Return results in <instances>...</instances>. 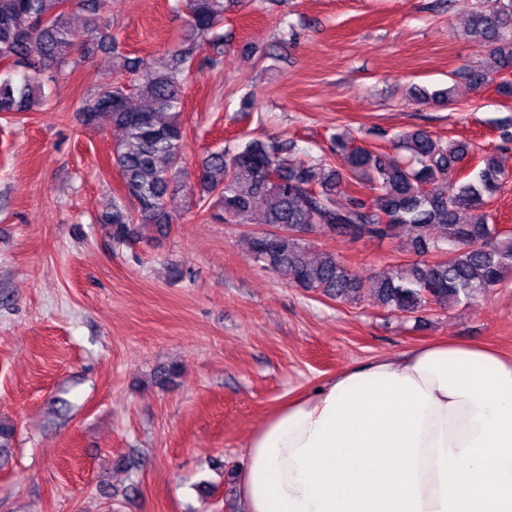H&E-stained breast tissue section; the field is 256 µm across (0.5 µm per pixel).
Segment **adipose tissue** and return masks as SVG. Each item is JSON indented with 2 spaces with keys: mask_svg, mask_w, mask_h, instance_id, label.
<instances>
[{
  "mask_svg": "<svg viewBox=\"0 0 512 512\" xmlns=\"http://www.w3.org/2000/svg\"><path fill=\"white\" fill-rule=\"evenodd\" d=\"M245 448V512H512V356L448 337L376 358Z\"/></svg>",
  "mask_w": 512,
  "mask_h": 512,
  "instance_id": "adipose-tissue-1",
  "label": "adipose tissue"
}]
</instances>
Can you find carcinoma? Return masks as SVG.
I'll return each instance as SVG.
<instances>
[{"label": "carcinoma", "mask_w": 512, "mask_h": 512, "mask_svg": "<svg viewBox=\"0 0 512 512\" xmlns=\"http://www.w3.org/2000/svg\"><path fill=\"white\" fill-rule=\"evenodd\" d=\"M243 0H176L189 16L178 49L162 64L130 57L112 46L111 82L97 87L82 108V122L118 133L112 166L123 198L97 217L115 245L142 238V229L165 232L192 208L224 224L257 223L249 257L296 288L316 290L338 302L358 299L365 288L389 313H415L428 305L446 310L472 302L512 272V236L497 231L488 205L512 178L493 152L474 174L452 181L470 145L445 141L421 129L397 136V153L351 145L334 135L331 159H305L294 144L251 138L208 153L202 160L199 197L179 202L174 188L186 138L181 108L188 82L202 65L214 66L224 37L216 28ZM86 13L82 31L70 26L71 7ZM105 0H0V112H30L47 103L43 70L63 66L115 38ZM474 38L491 41L492 65L466 75L471 86L493 73H512V0H492L469 20ZM445 234L436 237L432 228ZM409 231L421 260L392 264L367 281L335 253L311 258L309 236L329 233L351 240H396ZM434 259L428 260L426 256Z\"/></svg>", "instance_id": "cac0c4a2"}]
</instances>
